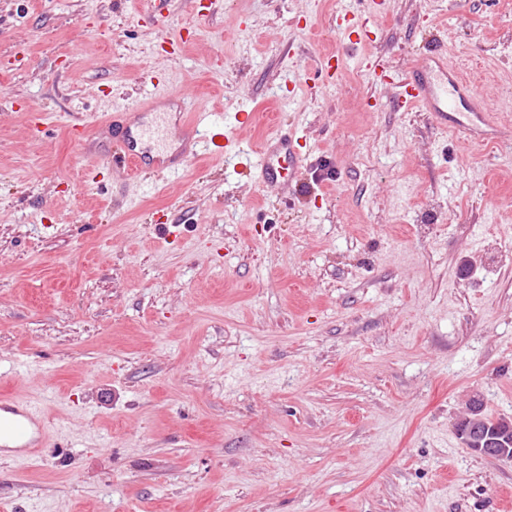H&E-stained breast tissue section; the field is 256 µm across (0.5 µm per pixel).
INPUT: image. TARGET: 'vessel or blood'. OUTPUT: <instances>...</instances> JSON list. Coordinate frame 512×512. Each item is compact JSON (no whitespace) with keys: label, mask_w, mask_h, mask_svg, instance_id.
Here are the masks:
<instances>
[{"label":"vessel or blood","mask_w":512,"mask_h":512,"mask_svg":"<svg viewBox=\"0 0 512 512\" xmlns=\"http://www.w3.org/2000/svg\"><path fill=\"white\" fill-rule=\"evenodd\" d=\"M396 98L401 109L419 107L429 112L436 126L443 131L458 127L457 110L473 114L483 124H491L493 114L486 100L450 69L439 49L429 51L421 67L409 69L396 84ZM185 126L189 133L184 148L185 158H192L198 149L214 155L241 148V140L226 132L223 122L200 101L188 99L185 105ZM168 141L163 114L153 123L130 129L126 125L112 127V161L125 173H138L146 165L145 151L162 152ZM248 164L251 177L263 186H276L287 191L299 172L305 154L297 140L281 133L261 142ZM47 427L38 407L13 397L0 398V450L12 459H39L47 441Z\"/></svg>","instance_id":"1"}]
</instances>
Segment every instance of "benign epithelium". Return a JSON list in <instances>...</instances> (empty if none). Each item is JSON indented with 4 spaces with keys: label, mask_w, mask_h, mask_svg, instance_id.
Returning <instances> with one entry per match:
<instances>
[{
    "label": "benign epithelium",
    "mask_w": 512,
    "mask_h": 512,
    "mask_svg": "<svg viewBox=\"0 0 512 512\" xmlns=\"http://www.w3.org/2000/svg\"><path fill=\"white\" fill-rule=\"evenodd\" d=\"M457 434L464 447L482 456L512 460V420L500 419L494 431L486 428L481 415L480 399L474 398L466 416L458 421Z\"/></svg>",
    "instance_id": "obj_1"
}]
</instances>
